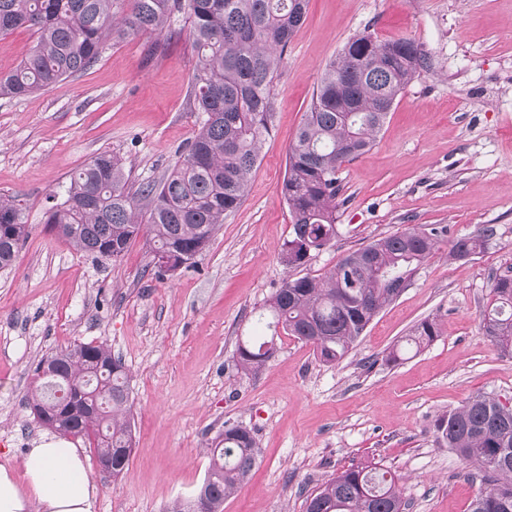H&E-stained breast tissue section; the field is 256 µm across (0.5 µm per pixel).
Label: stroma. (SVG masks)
Listing matches in <instances>:
<instances>
[{
    "instance_id": "obj_1",
    "label": "stroma",
    "mask_w": 512,
    "mask_h": 512,
    "mask_svg": "<svg viewBox=\"0 0 512 512\" xmlns=\"http://www.w3.org/2000/svg\"><path fill=\"white\" fill-rule=\"evenodd\" d=\"M406 37L427 65L398 96L372 148L338 173L336 237L298 267L282 199L288 149L327 65L354 35ZM195 64L185 14L163 33L108 39L84 73L23 98H0V195L28 236L0 270V463L25 477L47 435L29 408L39 359L73 343H106L129 376L133 451L119 477L88 440L94 512H170L189 501L225 427L251 430L261 457L224 512H304V500L357 466L394 473L407 512H470L486 483L477 464L436 440L438 418L483 393L512 405V355L482 335L493 280L512 275V0H309L276 80V112L240 207L192 266L158 272L145 237L97 263L49 232L50 199L94 156L119 155L131 184L160 181L197 130ZM448 234L353 350L326 364L261 314L284 279L321 277L348 253L413 227ZM494 235L452 260L453 240ZM439 337L388 355L423 319ZM274 339L255 374L240 341Z\"/></svg>"
}]
</instances>
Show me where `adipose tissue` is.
<instances>
[{"instance_id":"ef3b65f1","label":"adipose tissue","mask_w":512,"mask_h":512,"mask_svg":"<svg viewBox=\"0 0 512 512\" xmlns=\"http://www.w3.org/2000/svg\"><path fill=\"white\" fill-rule=\"evenodd\" d=\"M97 489L83 448L55 436L30 448L25 478L0 465V512H94Z\"/></svg>"}]
</instances>
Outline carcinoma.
I'll list each match as a JSON object with an SVG mask.
<instances>
[{
	"label": "carcinoma",
	"mask_w": 512,
	"mask_h": 512,
	"mask_svg": "<svg viewBox=\"0 0 512 512\" xmlns=\"http://www.w3.org/2000/svg\"><path fill=\"white\" fill-rule=\"evenodd\" d=\"M0 0V35L25 26L36 35L29 55L0 77V98L49 88L90 68L109 36L161 34L168 20L185 13L197 61L191 79L194 110L202 114L186 153L167 177L132 189L122 159L103 152L69 175L66 197L46 211L50 231L95 260H116L140 235L154 254L178 263L200 255L226 216L241 204L262 138L275 112V80L283 53L303 24L308 0ZM419 46L407 38L380 43L363 31L324 69L288 150L281 195L293 224L283 263L297 267L336 237L337 173L370 148L396 99L424 67ZM28 233L15 201L0 197V269L16 260ZM445 226L411 228L348 253L322 279H287L266 304L267 326L311 343L321 361L334 363L354 347L368 324L396 300L394 284L407 281L438 248ZM494 235L488 226L453 241L449 256L468 259ZM359 256L350 286L344 265ZM480 330L512 354V276L494 279ZM439 336L435 320H422L407 336L416 349ZM273 341L244 340L237 362L258 372L272 357ZM57 378L41 377L42 362ZM39 394L31 412L37 422L64 436L94 439L103 470L118 477L132 451L131 396L121 360L104 344L76 343L52 352L34 370ZM68 390L56 396V382ZM437 440L486 472L491 487L471 512H512V407L478 394L440 417ZM205 476L208 512L247 479L260 458L251 432L224 429L212 443ZM306 512H406L396 478L387 470L352 467L312 491Z\"/></svg>",
	"instance_id": "obj_1"
}]
</instances>
